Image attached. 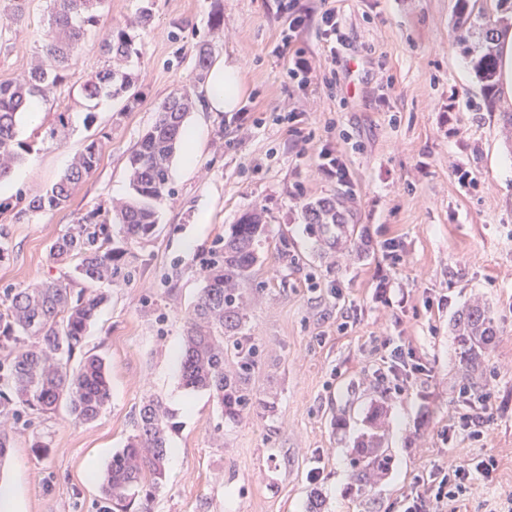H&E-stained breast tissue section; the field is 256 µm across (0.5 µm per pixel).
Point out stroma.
<instances>
[{
    "mask_svg": "<svg viewBox=\"0 0 512 512\" xmlns=\"http://www.w3.org/2000/svg\"><path fill=\"white\" fill-rule=\"evenodd\" d=\"M152 2L142 54L132 63L142 93L132 112L104 98L93 127H86L77 100L101 61L93 45L58 88L56 99L72 105L70 126L61 141L40 143L19 165L17 190L44 193L82 150L88 130L105 134L102 159L67 206L9 225L0 294L62 275L63 266L48 258L51 242L93 205L127 196L126 159L157 106L173 89L204 90L193 69L200 43H210L214 61H238L240 109L261 124L244 134L232 115L188 114L187 125L200 131L194 163L174 158L173 192L159 205L157 237L133 246L129 279L112 286L86 338L87 350L105 360L109 404L86 425L75 424L63 407L26 426L0 420L14 442L0 484L19 487L23 512H104L97 477L152 395L179 425L152 512H305L316 489L328 512H386L416 475L479 453L495 455L499 471L492 485L476 489L470 512H484L483 500L512 495V144L502 134V114L512 104L476 80L456 29L463 6L500 17L496 0H295L312 20L290 48L282 45L288 0ZM326 6L335 8L349 37L336 59L319 41L317 21ZM45 9V0H33L10 53L0 56V82L28 71ZM217 12L224 22L215 33L210 21ZM296 48L316 67L310 85L286 74ZM286 107L298 120L273 124V113ZM328 142L346 157L349 185L317 171ZM456 164L477 173V188L458 183ZM332 196L345 200L356 230L331 256L310 234L303 206ZM204 209L210 218L202 224ZM250 212L262 213L266 224L259 261L241 285L248 302L244 334L258 347L250 380L255 405L230 421L208 393L182 387L180 351L205 259ZM391 239L402 256L394 265L385 258ZM382 268L404 292L403 306L375 301ZM475 294L498 328L482 372L496 417L482 441L446 445L438 434L464 378L452 322ZM351 306L356 323L337 331ZM375 336L407 337L428 375L386 391L376 379L382 364L368 354ZM377 405L387 411L392 469L359 496L349 452ZM36 437L48 445L45 456L30 448Z\"/></svg>",
    "mask_w": 512,
    "mask_h": 512,
    "instance_id": "stroma-1",
    "label": "stroma"
}]
</instances>
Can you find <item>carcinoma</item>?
<instances>
[{
  "label": "carcinoma",
  "instance_id": "1",
  "mask_svg": "<svg viewBox=\"0 0 512 512\" xmlns=\"http://www.w3.org/2000/svg\"><path fill=\"white\" fill-rule=\"evenodd\" d=\"M105 0H49L46 21L39 31L40 51L21 79L0 83V180L7 178L34 142L18 139V124L33 99H45L63 85L82 57L89 35L100 37L104 61L87 75L80 90L90 110L102 97H127V110L138 104L136 76L127 70L141 55L135 30L152 20L151 4L142 6L124 27L102 31ZM30 0H0V54L10 51L7 34L26 20ZM459 41L473 37L477 43L469 63L485 89L494 87L499 60L498 21L478 13L473 22H458ZM212 64V50L203 44L195 56L197 82H204ZM195 107L190 90L176 89L156 108L152 125L127 161L129 196L116 203L96 206L76 218L49 248L53 262L69 268L65 276L31 288H12L0 300V416L20 421L44 415L66 403L79 423L95 421L110 400L104 359L85 352L75 369L74 353L83 348L87 332L107 301L106 288L129 276L128 249L132 243L151 241L158 226V205L172 193L173 158L184 145L183 129ZM101 146L89 140L59 179L44 193L20 194L0 202V260L9 254L7 225L30 223L39 215L66 204L78 187L98 168ZM304 218L312 233L336 248L338 234L348 231L340 204L334 199L306 203ZM265 231L261 216L244 215L217 242L204 266V286L186 315L181 352V383L189 391H204L216 401L222 414L235 420L254 404L249 381L256 367L257 348L241 344L237 334L246 319V299L239 283L248 279L257 263L256 247ZM120 234L124 246L115 245ZM453 330L466 387L484 389L474 379L485 354L496 345L494 317L478 300L466 305L454 319ZM232 367L226 368V358ZM173 414L163 402L147 397L135 413L133 434L125 448L112 456L104 470L100 492L112 512H150L155 493L166 478L167 441L174 429ZM385 413L376 408L369 429L352 450L350 466L356 492L382 480L392 459L382 447Z\"/></svg>",
  "mask_w": 512,
  "mask_h": 512
}]
</instances>
